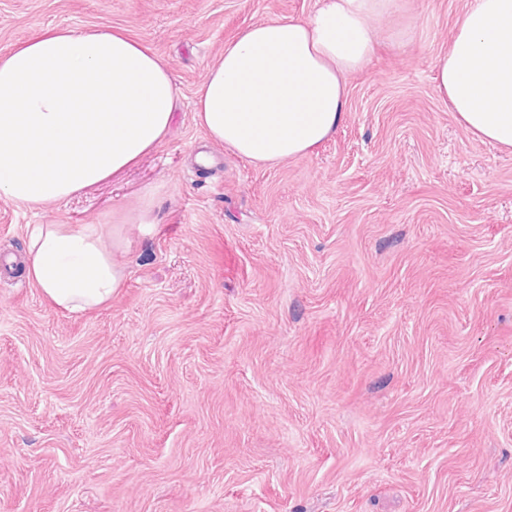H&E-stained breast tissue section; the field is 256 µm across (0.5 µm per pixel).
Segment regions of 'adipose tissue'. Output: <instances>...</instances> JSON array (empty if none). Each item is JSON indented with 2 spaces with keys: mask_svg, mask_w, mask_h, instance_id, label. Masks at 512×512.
I'll list each match as a JSON object with an SVG mask.
<instances>
[{
  "mask_svg": "<svg viewBox=\"0 0 512 512\" xmlns=\"http://www.w3.org/2000/svg\"><path fill=\"white\" fill-rule=\"evenodd\" d=\"M400 0H317L302 19L243 29L193 98L210 141L274 166L314 152L346 116L349 75L383 43ZM455 119L512 152V0H467L436 61ZM177 91L167 62L117 28L49 27L0 54V197L30 208L119 178L168 133ZM129 242L105 224H38L24 277L52 306L109 304Z\"/></svg>",
  "mask_w": 512,
  "mask_h": 512,
  "instance_id": "obj_1",
  "label": "adipose tissue"
}]
</instances>
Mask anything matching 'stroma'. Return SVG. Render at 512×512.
Returning <instances> with one entry per match:
<instances>
[{"mask_svg":"<svg viewBox=\"0 0 512 512\" xmlns=\"http://www.w3.org/2000/svg\"><path fill=\"white\" fill-rule=\"evenodd\" d=\"M467 0L348 76L313 154L261 168L191 101L249 25L316 0H0V53L47 26L120 28L172 67L170 131L119 179L30 210L0 198V262L37 224L127 221L103 308L0 274V512H512V153L434 81Z\"/></svg>","mask_w":512,"mask_h":512,"instance_id":"35a3bbf8","label":"stroma"}]
</instances>
